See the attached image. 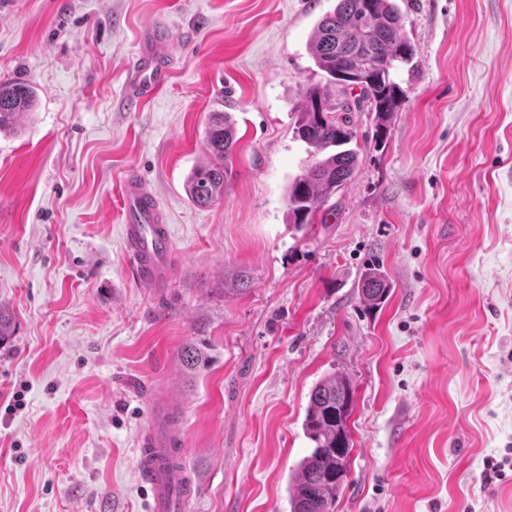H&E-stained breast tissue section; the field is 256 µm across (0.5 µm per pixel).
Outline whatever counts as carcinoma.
<instances>
[{
  "label": "carcinoma",
  "mask_w": 512,
  "mask_h": 512,
  "mask_svg": "<svg viewBox=\"0 0 512 512\" xmlns=\"http://www.w3.org/2000/svg\"><path fill=\"white\" fill-rule=\"evenodd\" d=\"M308 49L327 83L359 88L360 100L374 113L376 135L384 139L405 94L396 74L414 56L397 0H337L334 10L315 23ZM35 104L32 86L0 82V132L15 130ZM348 112L350 103H338L317 87L307 89L294 112L298 137L313 153V160L287 189L288 221L298 230L314 223L320 203L336 195L358 165V149L350 147L355 135ZM237 142L230 113H210L205 128L207 160L186 181L194 205L209 207L224 199V173ZM358 291L364 305L376 309L389 298L391 285L380 266L372 264L362 272ZM179 357L191 375L206 367L205 353L193 344L182 347ZM353 410L354 389L342 375L330 374L312 390L303 429L314 447L297 466L291 512H335L336 497L348 476Z\"/></svg>",
  "instance_id": "cac0c4a2"
}]
</instances>
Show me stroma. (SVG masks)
Listing matches in <instances>:
<instances>
[{"label":"stroma","instance_id":"1","mask_svg":"<svg viewBox=\"0 0 512 512\" xmlns=\"http://www.w3.org/2000/svg\"><path fill=\"white\" fill-rule=\"evenodd\" d=\"M398 4L415 56L390 134L350 112L358 167L298 232L293 113L313 86L355 97L307 49L336 0H0V79L37 91L0 134V512H148L152 386L178 407L190 512H291L309 397L333 372L355 388L336 512H512V0ZM151 24L172 74L129 112ZM211 112L239 141L223 200L200 208L185 181ZM129 170L172 231L156 293L121 242ZM371 263L392 287L377 311L358 293ZM188 343L209 355L193 376ZM491 458L504 479L485 481Z\"/></svg>","mask_w":512,"mask_h":512}]
</instances>
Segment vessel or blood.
<instances>
[{
    "mask_svg": "<svg viewBox=\"0 0 512 512\" xmlns=\"http://www.w3.org/2000/svg\"><path fill=\"white\" fill-rule=\"evenodd\" d=\"M171 77L170 43L164 30L148 27L140 39L137 59L126 75L127 111L138 110L166 88ZM122 240L133 260L139 284L148 291L163 288L173 253L172 234L155 194L136 173L121 181ZM181 430L169 413L158 410L141 437L138 463L150 491L149 512H179L192 498L191 483L182 468Z\"/></svg>",
    "mask_w": 512,
    "mask_h": 512,
    "instance_id": "1",
    "label": "vessel or blood"
}]
</instances>
